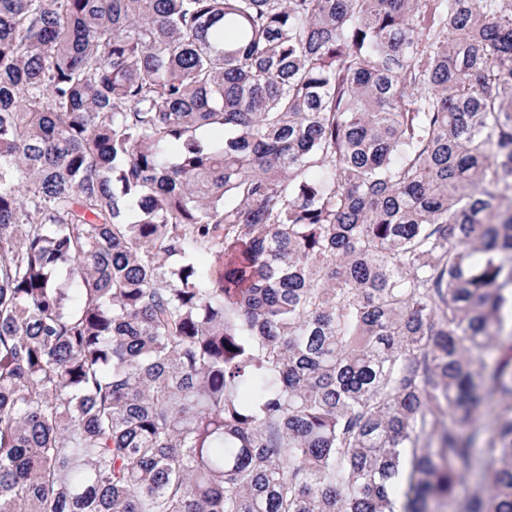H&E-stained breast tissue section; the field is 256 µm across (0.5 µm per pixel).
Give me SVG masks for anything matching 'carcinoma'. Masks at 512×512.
<instances>
[{
  "instance_id": "cac0c4a2",
  "label": "carcinoma",
  "mask_w": 512,
  "mask_h": 512,
  "mask_svg": "<svg viewBox=\"0 0 512 512\" xmlns=\"http://www.w3.org/2000/svg\"><path fill=\"white\" fill-rule=\"evenodd\" d=\"M510 318L512 0H0V512H512Z\"/></svg>"
}]
</instances>
